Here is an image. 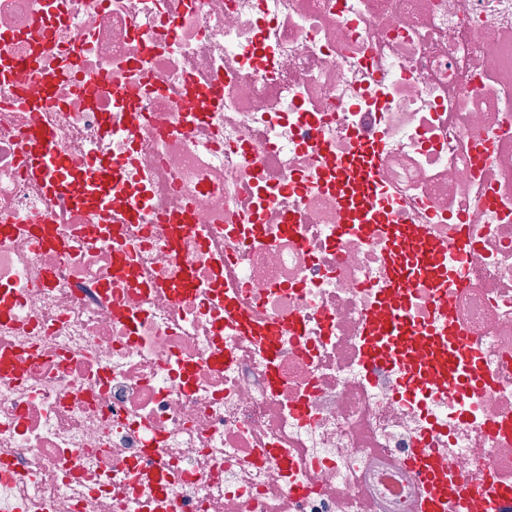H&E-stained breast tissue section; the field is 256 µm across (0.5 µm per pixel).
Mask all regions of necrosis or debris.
<instances>
[{"label":"necrosis or debris","instance_id":"4bbe7bcc","mask_svg":"<svg viewBox=\"0 0 512 512\" xmlns=\"http://www.w3.org/2000/svg\"><path fill=\"white\" fill-rule=\"evenodd\" d=\"M363 137L379 222L447 250L405 310L466 397L363 367L393 245L337 239L330 186ZM0 224V512H413L420 444L448 512L512 485V0H0Z\"/></svg>","mask_w":512,"mask_h":512}]
</instances>
